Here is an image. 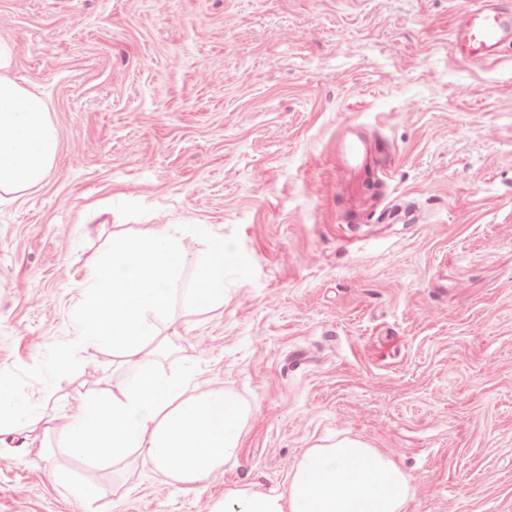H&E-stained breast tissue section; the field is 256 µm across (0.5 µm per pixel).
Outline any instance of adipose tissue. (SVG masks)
I'll use <instances>...</instances> for the list:
<instances>
[{"label": "adipose tissue", "instance_id": "ef3b65f1", "mask_svg": "<svg viewBox=\"0 0 512 512\" xmlns=\"http://www.w3.org/2000/svg\"><path fill=\"white\" fill-rule=\"evenodd\" d=\"M14 46L0 40V206L37 187L54 167L58 130L45 98L11 76ZM184 224H159L146 238H113L81 282L73 327L79 343L109 340L132 361L131 378L103 400L70 404L60 445L88 464L149 458L173 480L193 486L237 460L251 410L232 392H190L184 378L156 368L163 324L177 296L198 306L224 304V259L233 248L215 240L208 253L188 250ZM198 271L183 289L185 267ZM413 479L389 451L360 437H332L297 459L281 492L250 486L224 492L218 512H412Z\"/></svg>", "mask_w": 512, "mask_h": 512}]
</instances>
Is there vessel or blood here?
I'll list each match as a JSON object with an SVG mask.
<instances>
[{
	"label": "vessel or blood",
	"mask_w": 512,
	"mask_h": 512,
	"mask_svg": "<svg viewBox=\"0 0 512 512\" xmlns=\"http://www.w3.org/2000/svg\"><path fill=\"white\" fill-rule=\"evenodd\" d=\"M507 45H512V7L504 0H466L452 33L455 58L484 61Z\"/></svg>",
	"instance_id": "obj_1"
}]
</instances>
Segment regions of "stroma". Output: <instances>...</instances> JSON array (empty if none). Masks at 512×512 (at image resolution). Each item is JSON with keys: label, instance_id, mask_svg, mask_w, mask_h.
I'll use <instances>...</instances> for the list:
<instances>
[{"label": "stroma", "instance_id": "1", "mask_svg": "<svg viewBox=\"0 0 512 512\" xmlns=\"http://www.w3.org/2000/svg\"><path fill=\"white\" fill-rule=\"evenodd\" d=\"M462 2L0 0L11 76L59 134L42 185L0 207V393L45 416L0 434V512H211L335 436L394 451L413 512H512V48L458 61ZM355 124L377 188L353 202ZM162 219L236 245L223 307L175 301L157 360L251 408L237 461L192 491L57 446L67 401L132 372L102 342L51 368L84 274Z\"/></svg>", "mask_w": 512, "mask_h": 512}]
</instances>
